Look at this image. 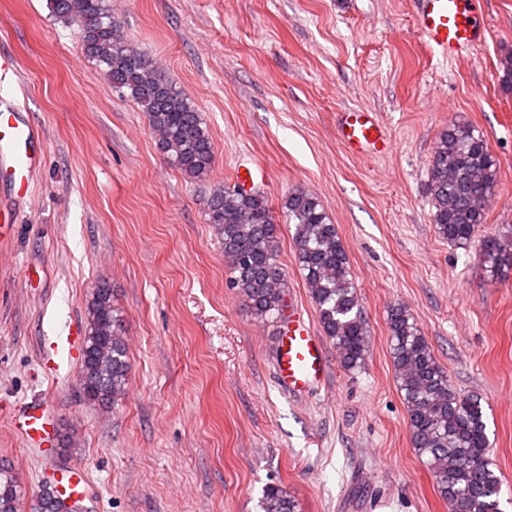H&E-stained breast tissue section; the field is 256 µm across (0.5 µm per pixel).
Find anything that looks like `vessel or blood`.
Returning a JSON list of instances; mask_svg holds the SVG:
<instances>
[{"mask_svg": "<svg viewBox=\"0 0 512 512\" xmlns=\"http://www.w3.org/2000/svg\"><path fill=\"white\" fill-rule=\"evenodd\" d=\"M414 28L421 41L443 58L475 50L486 38L487 23L481 0H416ZM9 133L7 148L13 152L10 178L19 196H26L33 178L34 163L28 150L34 133L21 121L15 106L0 103V130ZM340 143L350 153L382 156L391 141L377 113L351 108L342 112L337 127ZM279 381L289 394L305 396L317 390L328 374V358L312 325L301 317L289 316L279 327ZM16 431L37 444L44 454L56 446L55 429L46 407L34 404L13 416ZM55 495L64 500L85 497L88 482L78 467L52 477Z\"/></svg>", "mask_w": 512, "mask_h": 512, "instance_id": "1", "label": "vessel or blood"}]
</instances>
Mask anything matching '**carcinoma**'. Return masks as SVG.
Segmentation results:
<instances>
[{"label": "carcinoma", "mask_w": 512, "mask_h": 512, "mask_svg": "<svg viewBox=\"0 0 512 512\" xmlns=\"http://www.w3.org/2000/svg\"><path fill=\"white\" fill-rule=\"evenodd\" d=\"M55 16L82 30L81 50L148 119L158 149L187 178L200 180L214 163V144L193 102L147 52L124 36L107 0H50ZM499 166L482 134L456 121L438 136L428 163L427 196L439 237L454 245L480 242L496 277L512 271V230L481 235L496 196ZM294 225L297 264L324 334L347 371L365 365L371 336L358 299L350 259L336 225L318 197L303 188L281 204ZM208 220L224 245L228 287L265 320L280 314L288 278L269 275L277 263L278 225L267 194L226 186L212 192ZM79 383L84 398L107 408L127 389L130 363L112 288L102 282L87 304ZM390 355L407 408L414 449L430 471L439 496L457 512H502L501 480L489 457L480 400L460 394L440 366L423 331L403 306L388 317ZM65 505L42 489L30 509L12 469L0 463V512H63ZM259 512H299L297 501L270 486Z\"/></svg>", "instance_id": "obj_1"}]
</instances>
